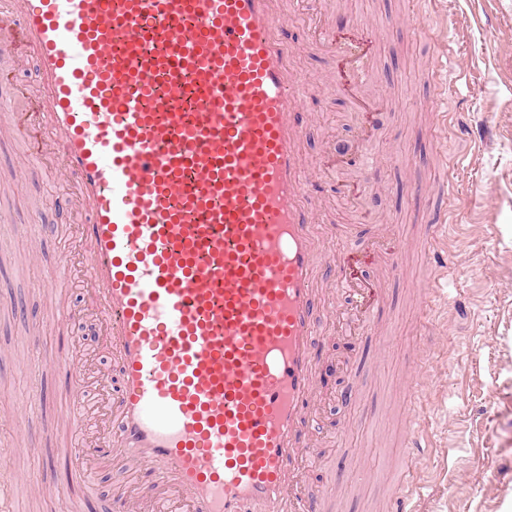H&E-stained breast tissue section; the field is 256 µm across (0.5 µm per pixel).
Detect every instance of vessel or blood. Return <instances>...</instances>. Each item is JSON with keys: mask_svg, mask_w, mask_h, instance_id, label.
<instances>
[{"mask_svg": "<svg viewBox=\"0 0 512 512\" xmlns=\"http://www.w3.org/2000/svg\"><path fill=\"white\" fill-rule=\"evenodd\" d=\"M279 0H8L0 57L21 30L42 106L23 121L0 100V140L40 139L15 162L53 164L67 192L77 258L56 276L82 282L116 386L103 428L77 440L97 468L148 488L155 512H324L330 491L303 480L318 386L322 267L348 309L376 321L347 245L326 251L315 184L299 145L300 75L279 37ZM336 86L381 111L375 35L340 32L326 11L304 21ZM463 157L450 159L424 225L440 252L456 213ZM78 432L92 381L69 353L52 362Z\"/></svg>", "mask_w": 512, "mask_h": 512, "instance_id": "vessel-or-blood-1", "label": "vessel or blood"}]
</instances>
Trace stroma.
<instances>
[{
    "instance_id": "obj_1",
    "label": "stroma",
    "mask_w": 512,
    "mask_h": 512,
    "mask_svg": "<svg viewBox=\"0 0 512 512\" xmlns=\"http://www.w3.org/2000/svg\"><path fill=\"white\" fill-rule=\"evenodd\" d=\"M319 5L302 0L281 35L293 48V68L315 86L300 113L301 150L331 230L353 225L368 241L385 224L393 240L418 238L435 203L429 195L411 198V179L428 187L441 180L443 145L467 147L471 154L448 228L451 279L434 299L445 346L413 353L419 285L430 257L411 253L403 275L386 277L366 249H358L359 276L383 287L389 347L377 352V336L357 318L322 323L317 429L323 447L304 482L319 490L338 467L357 477L372 474L368 485L345 486L326 512H385L404 439L418 417L432 442L416 463L427 512H512V0H329L337 24L363 21L376 32L377 80L366 91L385 85L389 93L374 116L356 111L332 81V59L313 53L305 41L301 18ZM445 39L468 74L467 87L447 106L427 73L442 64ZM446 107L460 119L445 136L434 116ZM365 150L379 157L380 175L371 180L353 164ZM13 158L12 147L1 143L0 192L21 186L30 206L16 211L12 223H0V440L6 444L0 465L16 475L12 512H77L67 488L52 495L30 487L43 461L63 456L70 445L69 394L50 362L78 345L91 356L90 372L101 371L105 362L95 356V337L64 334L49 318L57 300L85 304L80 286L48 285L71 243L67 225L50 208L65 185L40 164L27 181L16 183ZM40 224L54 225V234L38 237ZM25 317L38 319L37 340L27 338ZM414 362L431 382L430 403L409 395L404 385L403 372ZM355 373L363 389L348 402L344 394ZM35 390L43 393L42 407L11 428L9 417L24 413Z\"/></svg>"
}]
</instances>
